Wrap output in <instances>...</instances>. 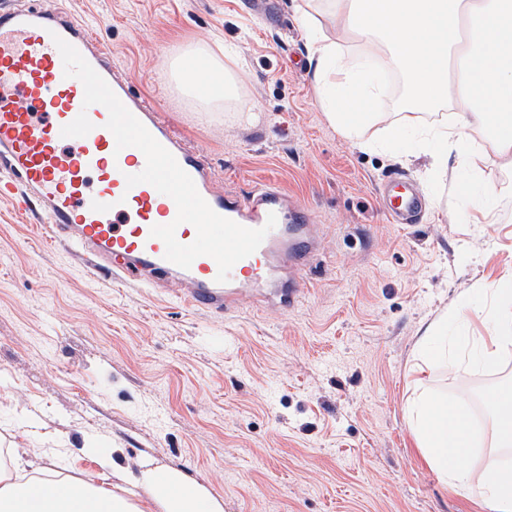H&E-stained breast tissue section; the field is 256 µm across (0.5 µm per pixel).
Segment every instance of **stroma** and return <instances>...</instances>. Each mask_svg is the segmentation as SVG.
Masks as SVG:
<instances>
[{
    "label": "stroma",
    "instance_id": "35a3bbf8",
    "mask_svg": "<svg viewBox=\"0 0 512 512\" xmlns=\"http://www.w3.org/2000/svg\"><path fill=\"white\" fill-rule=\"evenodd\" d=\"M91 25L134 89L209 159L218 189L270 181L320 227L310 289L295 311L225 316L167 290L87 271L37 214L0 198V449L25 448L91 479L95 451L119 473L165 468L224 512H479L421 461L407 417L419 336L512 276V165L473 137L476 163L503 205L466 208L451 175L404 164L340 136L307 73L295 0H12ZM231 46L251 114L210 108L169 70L182 53ZM396 176L426 200L422 223H391L376 190ZM428 384L466 397L476 475L503 456L488 443L495 387L512 360Z\"/></svg>",
    "mask_w": 512,
    "mask_h": 512
}]
</instances>
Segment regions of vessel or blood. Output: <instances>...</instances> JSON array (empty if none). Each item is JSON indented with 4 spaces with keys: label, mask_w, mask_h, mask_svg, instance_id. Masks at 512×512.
<instances>
[{
    "label": "vessel or blood",
    "mask_w": 512,
    "mask_h": 512,
    "mask_svg": "<svg viewBox=\"0 0 512 512\" xmlns=\"http://www.w3.org/2000/svg\"><path fill=\"white\" fill-rule=\"evenodd\" d=\"M73 45L125 107L191 176L217 214L247 228L277 223L260 247L239 260L227 282H217L209 256L181 268L165 258L153 226L175 223L177 206L160 200L150 184L128 186L140 173L134 147L117 149L103 105L84 106V86L65 77L56 39ZM93 124L83 137L62 136L79 113ZM24 192L43 209L51 238H66L86 257L90 271L107 270L119 281L149 282L156 274L183 285L188 305L234 315L245 305L293 311L308 291L305 268L320 244L306 206L269 182L246 197L219 191L207 157L181 136L156 105L135 91L88 26L44 10L0 7V194ZM391 214L398 224L420 223L424 202L405 187Z\"/></svg>",
    "instance_id": "obj_1"
}]
</instances>
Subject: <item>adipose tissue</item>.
Wrapping results in <instances>:
<instances>
[{"instance_id":"obj_1","label":"adipose tissue","mask_w":512,"mask_h":512,"mask_svg":"<svg viewBox=\"0 0 512 512\" xmlns=\"http://www.w3.org/2000/svg\"><path fill=\"white\" fill-rule=\"evenodd\" d=\"M336 18L335 37L325 36L315 18L316 0L299 13L310 47L313 83L331 126L361 148L384 149L399 160L424 154L432 168L451 171L458 193L472 208L499 204L494 179L471 157V138L480 133L491 151L512 157V0H326ZM400 73L407 109L379 123L386 71ZM180 87L199 101L237 97L236 77L209 50L179 59ZM452 107V123L424 124L423 114ZM380 126L379 136L369 135ZM478 308L461 305L430 323L419 339L417 379L409 422L422 462L444 488L467 495L488 512H512V462L491 478L476 480L470 464L474 432L464 399L429 388L422 378L436 366L450 373L488 368L512 357V277L477 286ZM485 330L463 335L471 318ZM0 460V512H222L221 506L165 470L142 472V496L130 498L114 483L111 455H96L95 480L35 465L34 475H15L21 451Z\"/></svg>"}]
</instances>
